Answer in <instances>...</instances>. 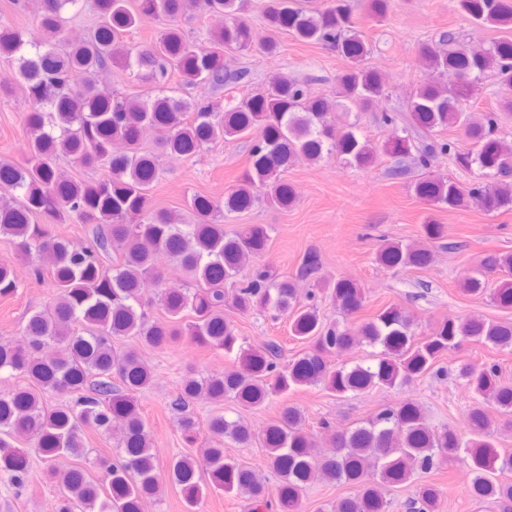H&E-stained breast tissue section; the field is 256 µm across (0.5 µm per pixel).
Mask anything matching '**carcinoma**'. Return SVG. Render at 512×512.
Returning a JSON list of instances; mask_svg holds the SVG:
<instances>
[{
  "mask_svg": "<svg viewBox=\"0 0 512 512\" xmlns=\"http://www.w3.org/2000/svg\"><path fill=\"white\" fill-rule=\"evenodd\" d=\"M80 0H37L36 32L0 31V55L14 58L15 73L28 102L23 121L28 136L25 158L0 160V236L10 239L21 257H36V277L49 272L53 301L30 312L19 343L0 341V374L20 375L27 385L0 394V473L12 486H26L28 452L15 445L21 436L50 464L48 477L59 487L55 512H144V503L168 484L179 488L189 508L198 505L202 476L211 486L247 497L250 512H298L310 481L321 477L352 492L330 506L331 512H389L388 488L427 474L442 462L465 465L472 475L474 500L512 509V453L500 454L497 430L512 424V384L495 367L476 369L459 363L457 378L471 393L464 430L431 428L412 399L387 406L363 424L330 435L334 451L319 454L305 430V417L287 406L262 432L243 419L210 415L211 441L196 455L174 458L160 477L139 396L154 383L140 349L166 350L185 338L203 348L234 357L231 367L211 374L191 373L179 384L175 406L183 440L192 448L197 422L186 409L199 399H232L255 408L301 386H320L336 396L372 389L400 391L430 372L467 341L494 349H512V322L479 318L449 319L421 336L413 318L389 306L358 318L365 291L338 278L310 290L326 298L346 320L324 323L318 304H297V285L278 279L264 267L236 285L248 263L264 256L270 234L266 224H242L224 230V214L241 213L265 201L286 208L296 201L286 178L298 157L320 162L336 157L351 167L367 168L382 156L416 155L419 164L440 151L474 174L463 186L446 176L418 181L415 194L431 206L455 209L477 203L488 214L512 212V142L500 120L512 116V39L503 38L473 52L448 34L444 46L423 42L418 56L435 77L409 98L413 123L431 136L416 146L392 132L379 145L359 133L358 123L339 115L369 112L386 96L383 77L366 66L371 47L356 30L355 9L383 18L390 0H266L263 11L271 32L286 31L299 41L322 44L348 62L336 78V95L313 96L306 85L278 73L267 87L225 109L158 92L138 97L106 91L99 71L119 67L145 84L159 85L174 71L187 86L218 90L243 80L246 73L224 69V52L254 49L273 57L277 41L259 37L245 20L248 0H94L95 27L70 38L65 14ZM463 16L479 26L512 29V0H456ZM190 10L220 18L211 46L187 39L178 25ZM145 16L166 21L151 42L128 47L126 34ZM493 72L496 111L472 115L469 103L479 81ZM453 126L461 142L441 140ZM155 135L156 150L143 146ZM253 139L249 162L238 184L216 199L191 198L195 221L183 224L169 210L155 208L151 191L161 178V158L192 157L220 141ZM124 149H113L114 142ZM87 169H101L95 181L76 180L56 164L60 157ZM95 225V247L78 248L55 233L57 224ZM424 242H387L376 261L388 269H423L434 259L431 243L445 227L422 224ZM117 260L105 268L99 252ZM163 253L179 269L184 283L169 284L156 263ZM472 295H487L512 308V253L484 257L460 281ZM19 283L13 266L0 262V295L14 294ZM231 302L241 315L284 317L291 335L308 343L294 359L280 362L275 342L246 346L233 321L224 316ZM159 306L165 318L152 320L146 309ZM134 344L116 349L114 340ZM378 348L368 363L331 364L355 345ZM55 358L43 355L46 346ZM118 377L121 386L112 384ZM60 404L50 407L44 395ZM495 408L499 421L491 417ZM93 431L119 436L122 460L94 461L102 478L70 462L84 451V435ZM265 448L264 466L279 484L270 493L259 472L226 456L224 442ZM443 490L430 480L415 487L416 512H438Z\"/></svg>",
  "mask_w": 512,
  "mask_h": 512,
  "instance_id": "1",
  "label": "carcinoma"
}]
</instances>
